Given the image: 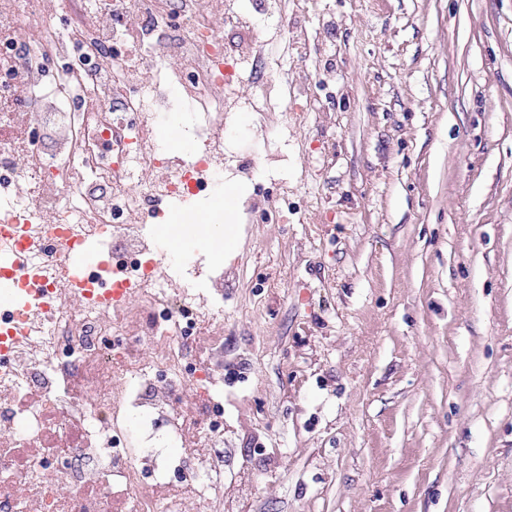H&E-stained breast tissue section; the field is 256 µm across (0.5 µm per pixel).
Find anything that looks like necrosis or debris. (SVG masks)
Here are the masks:
<instances>
[{
    "label": "necrosis or debris",
    "instance_id": "obj_1",
    "mask_svg": "<svg viewBox=\"0 0 512 512\" xmlns=\"http://www.w3.org/2000/svg\"><path fill=\"white\" fill-rule=\"evenodd\" d=\"M220 21L255 27L236 0H0V246L50 291L0 342V512H224V271L154 261L150 231L159 201L236 166L234 112L263 123L301 90L264 35L230 46ZM172 117L195 156L169 152ZM73 240L108 253L123 298L74 291Z\"/></svg>",
    "mask_w": 512,
    "mask_h": 512
}]
</instances>
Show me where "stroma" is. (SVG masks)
I'll return each mask as SVG.
<instances>
[{"label": "stroma", "instance_id": "35a3bbf8", "mask_svg": "<svg viewBox=\"0 0 512 512\" xmlns=\"http://www.w3.org/2000/svg\"><path fill=\"white\" fill-rule=\"evenodd\" d=\"M288 14L304 122L224 137V512H512V0ZM213 203L168 221L210 268ZM223 212H224V222H223ZM215 215H220V219L216 220ZM208 216L210 220H207V222L211 224H204L206 229L205 231L201 232V235L209 241V243L219 252L223 251L227 252L230 256L231 254L235 253L236 250L232 251L235 247V240L230 239L227 244H225V239L223 238V223H229L232 220V212L226 208V206L223 208V204L220 202L215 203L212 208V212L208 213ZM232 251V252H231Z\"/></svg>", "mask_w": 512, "mask_h": 512}]
</instances>
